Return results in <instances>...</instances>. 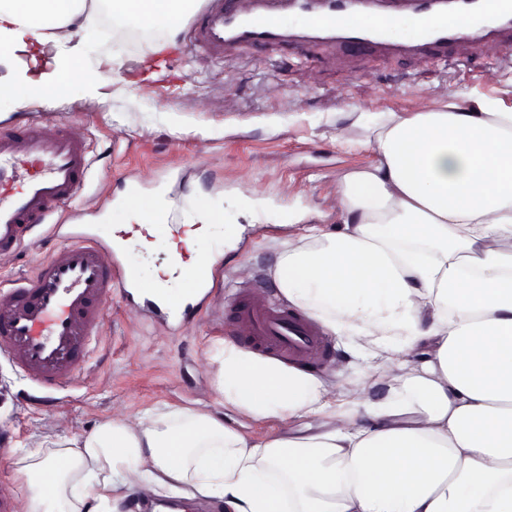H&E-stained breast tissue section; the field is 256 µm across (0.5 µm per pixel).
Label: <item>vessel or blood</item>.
<instances>
[{"mask_svg":"<svg viewBox=\"0 0 512 512\" xmlns=\"http://www.w3.org/2000/svg\"><path fill=\"white\" fill-rule=\"evenodd\" d=\"M512 33V0H475L451 9L440 0H203L188 27L190 48L215 56L254 47L346 45L356 53L382 46L405 53L471 48ZM86 140L68 127L29 122L0 131V259L18 256L31 231L89 185ZM101 240L72 227L67 241L0 292V355L46 389L79 385L91 345L115 291L140 288L136 267L106 264ZM226 321L241 343L299 363L326 360L331 341L307 315L273 302L261 283L243 289Z\"/></svg>","mask_w":512,"mask_h":512,"instance_id":"b4317fda","label":"vessel or blood"}]
</instances>
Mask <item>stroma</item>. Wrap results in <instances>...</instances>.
<instances>
[{
	"mask_svg": "<svg viewBox=\"0 0 512 512\" xmlns=\"http://www.w3.org/2000/svg\"><path fill=\"white\" fill-rule=\"evenodd\" d=\"M186 36L178 26L170 46L157 53L99 33L83 45V67L91 73L112 68L111 81L79 82L51 101L0 104V130L31 121L47 130L65 125L90 144L89 190L55 213L54 223L82 225L108 244L131 190L166 207L168 225L149 248L119 254L146 278L180 286V270L168 266L170 239L183 237L199 208L222 217L210 225L203 246L223 275L192 323H159L139 299L113 295L81 385L51 393L0 357V483L15 496L24 495L27 484L13 466L12 448L35 445L55 431L79 435L111 416L204 402L251 439L282 434L278 418L254 420L220 408L208 360L234 338L224 322L227 303L255 273H273L285 242L313 225L341 228L333 206L337 185L376 159L367 145L337 144L341 113L415 112L448 97L464 108L490 101L512 109V68L498 66L496 48L474 54L457 46L424 56L240 46L219 58L187 48ZM245 186L265 202L264 211L242 203ZM60 243L35 232L20 256L0 260V282L31 270ZM332 343L320 374L347 380L366 372L346 339L336 336Z\"/></svg>",
	"mask_w": 512,
	"mask_h": 512,
	"instance_id": "obj_1",
	"label": "stroma"
}]
</instances>
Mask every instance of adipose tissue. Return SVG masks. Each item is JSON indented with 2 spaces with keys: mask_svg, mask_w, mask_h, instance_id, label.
I'll list each match as a JSON object with an SVG mask.
<instances>
[{
  "mask_svg": "<svg viewBox=\"0 0 512 512\" xmlns=\"http://www.w3.org/2000/svg\"><path fill=\"white\" fill-rule=\"evenodd\" d=\"M124 28L174 33L193 0H107ZM88 0H0V57L35 42L64 60L25 87L46 100L83 74L73 25ZM345 145L375 164L336 190L343 227L285 243L279 287L359 350L397 397L364 398L225 342L211 357L221 405L279 417L252 441L197 408L115 416L38 451L12 449L29 490L18 512H117L149 501H223L228 512H512V113L351 112Z\"/></svg>",
  "mask_w": 512,
  "mask_h": 512,
  "instance_id": "ef3b65f1",
  "label": "adipose tissue"
}]
</instances>
